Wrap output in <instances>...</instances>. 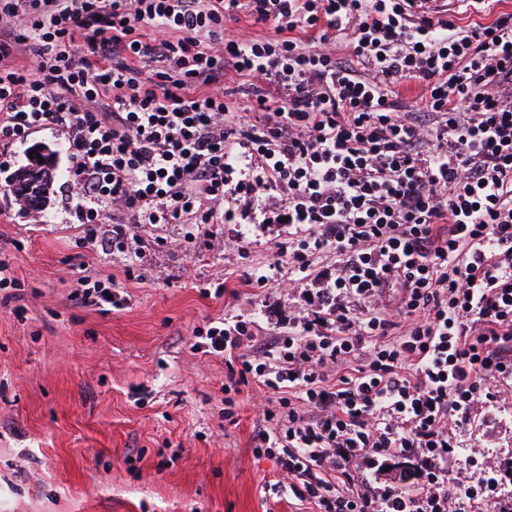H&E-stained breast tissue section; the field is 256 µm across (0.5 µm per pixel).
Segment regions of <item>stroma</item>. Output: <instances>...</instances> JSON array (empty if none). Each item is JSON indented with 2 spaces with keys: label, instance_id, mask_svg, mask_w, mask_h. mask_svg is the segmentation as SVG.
Wrapping results in <instances>:
<instances>
[{
  "label": "stroma",
  "instance_id": "obj_1",
  "mask_svg": "<svg viewBox=\"0 0 512 512\" xmlns=\"http://www.w3.org/2000/svg\"><path fill=\"white\" fill-rule=\"evenodd\" d=\"M55 151L56 189L40 219L7 190L31 145ZM69 160L44 131L0 157V255L24 287L0 299V512H306L263 493L273 461L255 458L263 422L251 388L224 417L227 367L203 352L210 320L242 313L260 336H274L299 296H257L243 280L276 263V228L216 224L244 249L208 251L184 242L182 224L141 225V255L129 263L86 252L90 269L114 275L125 309L83 304L70 258L81 228L61 191ZM223 294H212L218 281ZM471 455L450 463L459 483L478 481V459L512 457V378L474 411L461 436Z\"/></svg>",
  "mask_w": 512,
  "mask_h": 512
}]
</instances>
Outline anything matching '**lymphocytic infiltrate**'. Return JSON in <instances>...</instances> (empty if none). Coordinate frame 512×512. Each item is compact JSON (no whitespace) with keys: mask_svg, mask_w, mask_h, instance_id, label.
Segmentation results:
<instances>
[{"mask_svg":"<svg viewBox=\"0 0 512 512\" xmlns=\"http://www.w3.org/2000/svg\"><path fill=\"white\" fill-rule=\"evenodd\" d=\"M426 0H0V146L57 132L87 245L133 224L278 223L308 316L205 331L231 387L276 395L264 492L308 512H465L448 461L512 377V13ZM248 20L264 36L226 38ZM157 31V38L144 34ZM233 83H226V76ZM335 270L318 264L320 254ZM83 303L123 309L72 266ZM413 455L416 488L361 465Z\"/></svg>","mask_w":512,"mask_h":512,"instance_id":"1","label":"lymphocytic infiltrate"}]
</instances>
